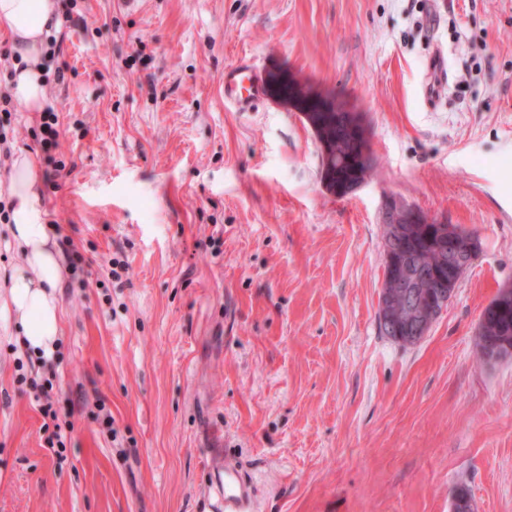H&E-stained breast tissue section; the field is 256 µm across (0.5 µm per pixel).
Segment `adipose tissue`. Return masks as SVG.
<instances>
[{"instance_id":"adipose-tissue-1","label":"adipose tissue","mask_w":512,"mask_h":512,"mask_svg":"<svg viewBox=\"0 0 512 512\" xmlns=\"http://www.w3.org/2000/svg\"><path fill=\"white\" fill-rule=\"evenodd\" d=\"M56 8V0H0V29L9 35L13 52L23 62L13 78L11 92L28 112L44 108L42 47L50 33L47 23ZM40 186L32 156L18 154L10 177L14 200L11 233L21 262L7 285V305L22 329L25 347L48 353L54 350L60 335L55 290L65 279L67 268L36 206Z\"/></svg>"}]
</instances>
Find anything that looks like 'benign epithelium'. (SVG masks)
Here are the masks:
<instances>
[{"instance_id":"benign-epithelium-1","label":"benign epithelium","mask_w":512,"mask_h":512,"mask_svg":"<svg viewBox=\"0 0 512 512\" xmlns=\"http://www.w3.org/2000/svg\"><path fill=\"white\" fill-rule=\"evenodd\" d=\"M297 97L316 100L323 112H345L350 126L365 140L368 134L363 132V123L359 115L347 107L334 103L327 95H322L294 81ZM430 220L415 206L405 200L389 196L381 211L385 243V275L379 296L378 310L381 322L388 331L408 342H417L428 335L435 318L445 309L446 294L439 291L424 296L421 301L411 306H404L407 289L415 288L420 283H446L453 286L459 274L474 263L477 243L463 231L458 224L436 225L435 237L441 252L440 263L436 266H422L415 255L401 247L405 239L413 237L417 224H428ZM512 356V342L500 341L484 350V359L488 362Z\"/></svg>"}]
</instances>
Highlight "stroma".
<instances>
[{
  "instance_id": "obj_1",
  "label": "stroma",
  "mask_w": 512,
  "mask_h": 512,
  "mask_svg": "<svg viewBox=\"0 0 512 512\" xmlns=\"http://www.w3.org/2000/svg\"><path fill=\"white\" fill-rule=\"evenodd\" d=\"M57 5L72 21L44 66L65 169L37 207L85 262L35 354L5 304L19 255L0 223V512H199L212 448L247 467L255 512H451L458 487L512 512V358L476 347L512 285V0ZM245 57L363 115L362 187L325 189L300 112L225 103ZM12 125V153L46 169L39 113ZM389 195L480 242L411 346L377 322ZM39 384L72 414L58 454ZM446 63L443 54L434 55L429 61V81L426 84V94L430 99H437L441 94L446 76Z\"/></svg>"
}]
</instances>
